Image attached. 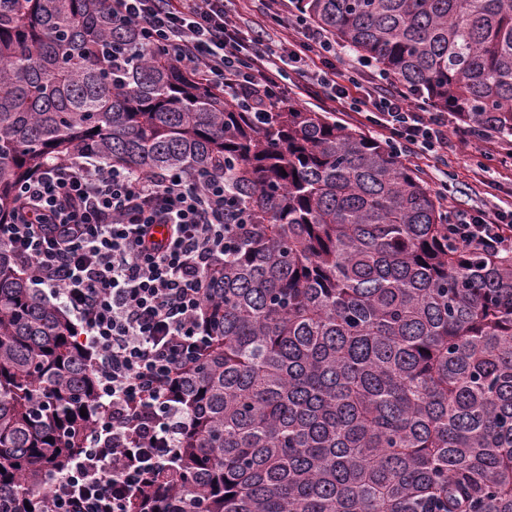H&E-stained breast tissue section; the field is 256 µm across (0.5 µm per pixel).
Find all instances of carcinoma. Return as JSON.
I'll list each match as a JSON object with an SVG mask.
<instances>
[{"label":"carcinoma","mask_w":512,"mask_h":512,"mask_svg":"<svg viewBox=\"0 0 512 512\" xmlns=\"http://www.w3.org/2000/svg\"><path fill=\"white\" fill-rule=\"evenodd\" d=\"M292 7L407 98L512 137V0ZM135 35L107 0H0V222L76 155L224 173L154 512H512V256L462 247L420 172L331 112L257 124L159 50L105 63ZM98 407L74 323L0 247V512H41Z\"/></svg>","instance_id":"cac0c4a2"}]
</instances>
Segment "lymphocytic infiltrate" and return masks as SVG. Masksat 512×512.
I'll use <instances>...</instances> for the list:
<instances>
[{
    "label": "lymphocytic infiltrate",
    "mask_w": 512,
    "mask_h": 512,
    "mask_svg": "<svg viewBox=\"0 0 512 512\" xmlns=\"http://www.w3.org/2000/svg\"><path fill=\"white\" fill-rule=\"evenodd\" d=\"M133 23L138 48L163 51L245 112L272 109L286 64L309 59L332 103L365 112L397 149L448 147V118L417 112L372 64L347 71L326 33L295 18L278 39L247 34L224 0H109ZM0 246L74 316L98 381L100 412L85 446L49 476L45 512H132L173 471L187 417L171 398L181 369L205 344L204 275L224 258V177L138 173L92 160L52 163L18 188ZM165 237L154 234L158 226ZM457 241L512 253V210L459 215Z\"/></svg>",
    "instance_id": "obj_1"
}]
</instances>
